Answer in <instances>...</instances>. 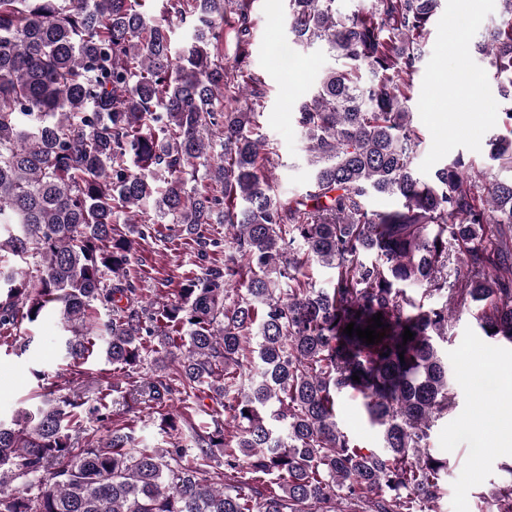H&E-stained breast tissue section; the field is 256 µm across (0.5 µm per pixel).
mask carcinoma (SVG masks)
Returning <instances> with one entry per match:
<instances>
[{"mask_svg": "<svg viewBox=\"0 0 512 512\" xmlns=\"http://www.w3.org/2000/svg\"><path fill=\"white\" fill-rule=\"evenodd\" d=\"M439 2L347 15L336 0H288L290 43L320 42L342 67L294 104L312 174L285 196L260 134L264 80L246 64L252 0H0V339L56 310L72 374L90 375L102 347L129 400L174 437L141 448L113 428L109 384L97 438L81 395L50 390L0 421V512H435L448 460L429 440L456 407L448 323L473 306L482 335L512 348V178L489 182L461 158L429 182L414 170L411 75ZM502 6L475 49L512 129ZM175 21L192 31L182 49ZM490 146L512 170V139ZM374 194L399 205L370 210ZM151 213L200 260L168 300L145 298L130 271L123 226ZM208 224L224 225L222 265L207 263ZM453 245L463 271L450 281ZM314 264L333 270L330 287ZM379 313L381 342L343 333ZM344 391L363 398L382 450L339 427ZM175 394L210 398V423L166 409ZM489 496L512 512V481Z\"/></svg>", "mask_w": 512, "mask_h": 512, "instance_id": "1", "label": "carcinoma"}]
</instances>
